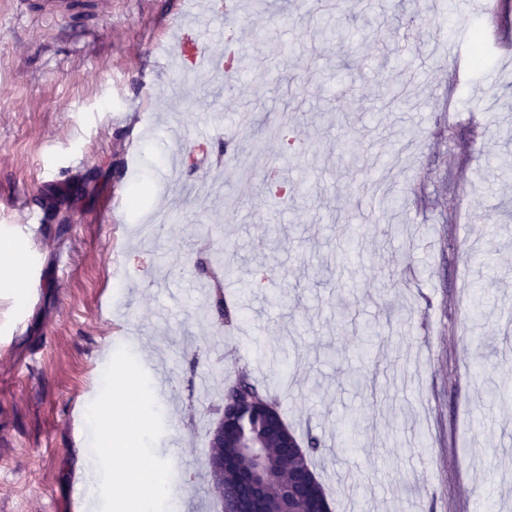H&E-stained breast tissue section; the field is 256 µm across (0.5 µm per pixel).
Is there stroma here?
Here are the masks:
<instances>
[{"mask_svg":"<svg viewBox=\"0 0 512 512\" xmlns=\"http://www.w3.org/2000/svg\"><path fill=\"white\" fill-rule=\"evenodd\" d=\"M226 2L0 0V244L25 255L22 287L0 285V512H116L79 475L116 367L151 402L130 443L166 475L165 512L221 510L206 457L233 368L324 442L333 512H512V406L486 397L512 389V177L494 167L512 57L475 70L455 0H365L328 46L301 0ZM203 41L248 54L233 96L184 67ZM215 114L187 144L193 194L150 223L178 184L170 128ZM233 250L229 329L195 265ZM386 319L393 339L358 357L359 324Z\"/></svg>","mask_w":512,"mask_h":512,"instance_id":"1","label":"stroma"}]
</instances>
